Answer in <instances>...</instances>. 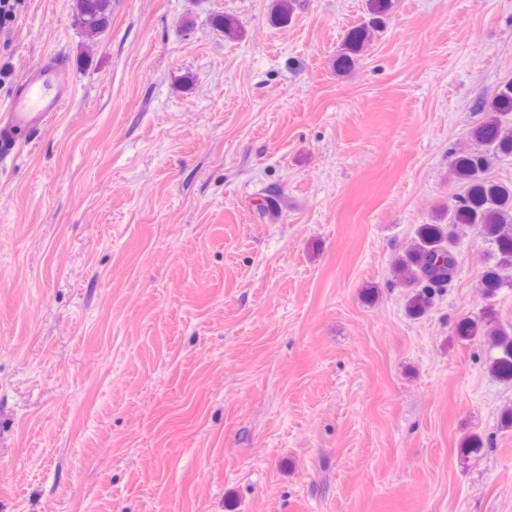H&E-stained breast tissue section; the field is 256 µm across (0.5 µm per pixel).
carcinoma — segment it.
<instances>
[{"instance_id": "carcinoma-1", "label": "carcinoma", "mask_w": 512, "mask_h": 512, "mask_svg": "<svg viewBox=\"0 0 512 512\" xmlns=\"http://www.w3.org/2000/svg\"><path fill=\"white\" fill-rule=\"evenodd\" d=\"M296 0H274L273 18L285 24L291 18ZM391 0H370L372 21L352 29L345 53L336 59L340 69L352 63L350 53L370 42L381 16L387 14ZM77 19L86 34L96 36L109 25L112 0H76ZM493 116L472 132L475 148L457 157L454 173L462 184L448 205V223L420 224L415 246L395 257L394 276L408 288L405 308L409 315L426 311L432 295L451 285L459 270V251L454 229L471 228L492 248L495 264L482 278L483 293L493 296L498 289L512 286V193L483 178L494 159L512 156V83L501 89L490 103ZM495 374L512 380V342L502 345V355L493 364Z\"/></svg>"}]
</instances>
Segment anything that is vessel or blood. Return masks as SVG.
Returning a JSON list of instances; mask_svg holds the SVG:
<instances>
[{
	"instance_id": "1",
	"label": "vessel or blood",
	"mask_w": 512,
	"mask_h": 512,
	"mask_svg": "<svg viewBox=\"0 0 512 512\" xmlns=\"http://www.w3.org/2000/svg\"><path fill=\"white\" fill-rule=\"evenodd\" d=\"M72 95V85L59 65L27 70L5 109L0 110V127L14 133H35L47 126Z\"/></svg>"
}]
</instances>
